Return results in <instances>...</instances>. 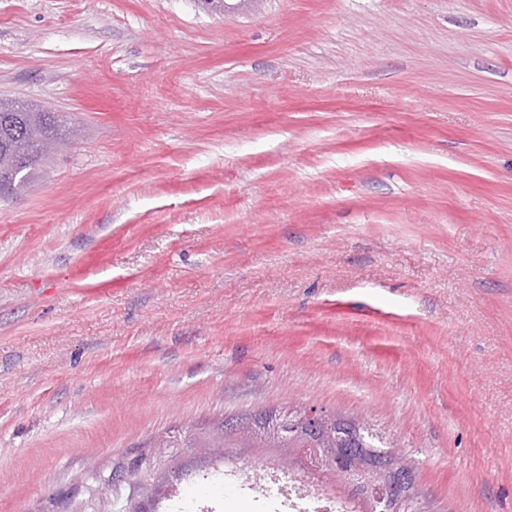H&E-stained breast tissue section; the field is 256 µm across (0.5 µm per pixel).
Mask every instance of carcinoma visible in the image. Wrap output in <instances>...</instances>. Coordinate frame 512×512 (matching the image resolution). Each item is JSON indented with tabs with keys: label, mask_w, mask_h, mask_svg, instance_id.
I'll return each instance as SVG.
<instances>
[{
	"label": "carcinoma",
	"mask_w": 512,
	"mask_h": 512,
	"mask_svg": "<svg viewBox=\"0 0 512 512\" xmlns=\"http://www.w3.org/2000/svg\"><path fill=\"white\" fill-rule=\"evenodd\" d=\"M66 137L54 112L33 105L0 102V198L18 196L51 154L52 145ZM307 409L263 407L236 420H224L202 436L164 437L158 448H206L223 458L224 449L276 448L279 461L293 466L302 448L320 449L321 468L347 486L365 491L366 481L389 496L394 512H416L415 479L401 486L398 475L413 474L414 462L392 451L366 421L332 415L306 418ZM348 458L359 464L358 473L334 464Z\"/></svg>",
	"instance_id": "obj_1"
}]
</instances>
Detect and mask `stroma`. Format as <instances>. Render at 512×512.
<instances>
[{
    "mask_svg": "<svg viewBox=\"0 0 512 512\" xmlns=\"http://www.w3.org/2000/svg\"><path fill=\"white\" fill-rule=\"evenodd\" d=\"M225 2L0 0V100L77 132L0 200V512L288 403L512 512V0ZM229 454L156 512H267Z\"/></svg>",
    "mask_w": 512,
    "mask_h": 512,
    "instance_id": "stroma-1",
    "label": "stroma"
}]
</instances>
